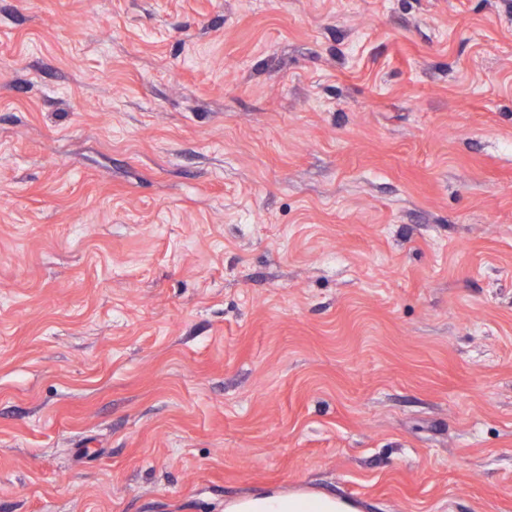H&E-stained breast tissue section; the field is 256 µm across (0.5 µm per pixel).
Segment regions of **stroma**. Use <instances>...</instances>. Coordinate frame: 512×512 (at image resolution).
Wrapping results in <instances>:
<instances>
[{"label": "stroma", "instance_id": "stroma-1", "mask_svg": "<svg viewBox=\"0 0 512 512\" xmlns=\"http://www.w3.org/2000/svg\"><path fill=\"white\" fill-rule=\"evenodd\" d=\"M512 512V0H0V512ZM331 498L310 495L301 499H286L277 494L247 500L256 505L255 512H328L327 503Z\"/></svg>", "mask_w": 512, "mask_h": 512}]
</instances>
